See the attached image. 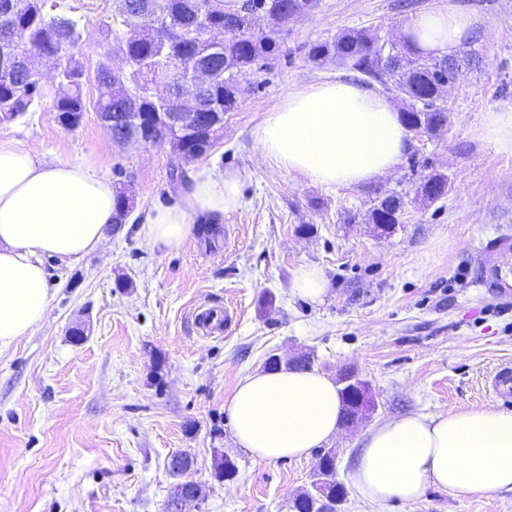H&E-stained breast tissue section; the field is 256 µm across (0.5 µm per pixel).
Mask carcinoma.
<instances>
[{"instance_id":"carcinoma-1","label":"carcinoma","mask_w":512,"mask_h":512,"mask_svg":"<svg viewBox=\"0 0 512 512\" xmlns=\"http://www.w3.org/2000/svg\"><path fill=\"white\" fill-rule=\"evenodd\" d=\"M311 7L312 0H243L235 10L224 9V0H117L112 21L128 30L115 36L113 51L125 58L128 70L116 73L107 64L100 65L96 109L113 128L123 127L125 113L138 114L147 136L171 146L175 160L170 177L181 182L184 167L206 157L216 145L224 120L179 129L166 126L162 118L166 102L156 97L152 83L165 79L186 104L196 101L199 109L234 112L240 104L242 81L281 53L280 43L253 31V16L261 11L274 24L284 25L292 14ZM210 28L223 29L224 41L210 42ZM79 39L77 21L50 13L47 0H0V123H10L30 111L40 95L41 79L24 70L22 60L30 53H59L64 65L56 78L52 107L63 128L80 125L86 111L84 70L72 52ZM307 56L315 64L334 62L365 82L385 86L386 77L393 78L390 90L407 102L402 112L405 125L424 132L448 126L449 108L437 104L441 93L455 83L462 68L480 64L479 56L472 52L444 58L414 55L404 44L361 30H347L331 40L315 42ZM191 65L210 73V84L199 97L178 78L180 70ZM447 194L445 174H432L420 186V196L428 203ZM131 203L127 187L115 188L114 223H126ZM404 206V197L396 192L378 194L371 210L372 223L389 229L399 223ZM237 473L236 462L221 455L215 478L230 481ZM199 489L192 480L177 484L171 512H177L179 498Z\"/></svg>"}]
</instances>
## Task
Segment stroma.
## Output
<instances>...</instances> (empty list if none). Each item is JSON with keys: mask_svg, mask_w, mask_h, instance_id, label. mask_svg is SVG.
Listing matches in <instances>:
<instances>
[{"mask_svg": "<svg viewBox=\"0 0 512 512\" xmlns=\"http://www.w3.org/2000/svg\"><path fill=\"white\" fill-rule=\"evenodd\" d=\"M78 20L86 111L65 130L52 109L50 63L39 106L0 125V141L35 145L49 157L91 164L135 199L121 227L79 261L46 259V318L0 351V512H168L178 482L169 463L185 452L189 480L204 490L186 512H292L309 488L317 455L274 463L246 456L224 410L239 380L309 355L331 378L351 369L373 405L341 425L335 479L341 512H375L349 484L355 443L372 425L409 412L500 408L484 380L512 363V149L481 135L488 110L512 107V0H460L485 26L467 47L482 58L442 102L447 128L410 134L396 168L378 180L326 188L261 158L254 127L292 88L342 77L308 61L310 44L348 29L398 39L411 17L444 0H316L287 30L266 17L256 31L282 42L266 70L247 77L237 111L198 167L247 175L241 208L215 231L195 230L179 249L146 244L140 218L180 201L170 145L119 144L96 110L97 70L111 56L115 0H55ZM434 172L450 187L423 204L419 183ZM406 194L398 224L368 220L376 192ZM320 267L325 302L292 296L297 268ZM213 301L235 316L223 334L193 324ZM234 459L237 477H214L213 458ZM387 512H512V492L488 498L429 488Z\"/></svg>", "mask_w": 512, "mask_h": 512, "instance_id": "obj_1", "label": "stroma"}]
</instances>
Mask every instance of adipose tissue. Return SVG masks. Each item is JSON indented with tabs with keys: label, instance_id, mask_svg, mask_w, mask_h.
I'll return each instance as SVG.
<instances>
[{
	"label": "adipose tissue",
	"instance_id": "1",
	"mask_svg": "<svg viewBox=\"0 0 512 512\" xmlns=\"http://www.w3.org/2000/svg\"><path fill=\"white\" fill-rule=\"evenodd\" d=\"M481 17L446 0L413 17L401 35L412 51L454 55ZM259 154L278 170L326 187L377 180L394 170L409 133L391 97L341 79L288 90L254 128ZM244 172L203 168L181 201L151 210L141 235L177 249L196 226L217 227L243 202ZM115 189L88 164L0 142V350L43 321L50 307L45 258L77 261L97 250L113 222ZM239 448L277 462L309 457L334 438L342 415L335 382L317 370L257 371L224 404ZM351 480L378 507L412 503L434 486L456 496L512 492V411L448 408L386 419L358 439Z\"/></svg>",
	"mask_w": 512,
	"mask_h": 512
}]
</instances>
